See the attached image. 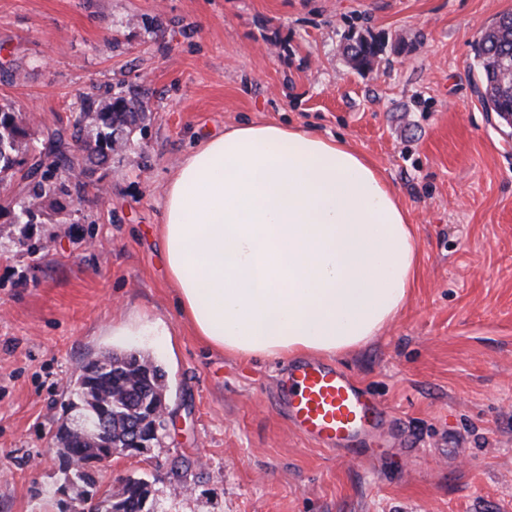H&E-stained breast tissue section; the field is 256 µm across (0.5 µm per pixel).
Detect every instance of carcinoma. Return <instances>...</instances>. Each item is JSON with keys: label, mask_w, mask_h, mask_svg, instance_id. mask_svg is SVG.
Returning a JSON list of instances; mask_svg holds the SVG:
<instances>
[{"label": "carcinoma", "mask_w": 512, "mask_h": 512, "mask_svg": "<svg viewBox=\"0 0 512 512\" xmlns=\"http://www.w3.org/2000/svg\"><path fill=\"white\" fill-rule=\"evenodd\" d=\"M351 67L358 71L371 68L377 46L359 36L346 47ZM474 58L481 82V101L492 112L512 114V13L500 15L483 29L474 44ZM145 116L143 101L136 96H84L79 112L73 116L70 134L73 149L65 147L64 130L56 129L48 137V145L38 163L23 175L26 184V205L13 214L14 222L27 218L30 205L59 207L58 200L70 195L71 188L84 186L72 182L78 168L95 172L113 154L114 126L131 131ZM29 122L8 104H0V182L12 178L20 166L19 154L28 150ZM165 370L153 359L141 354L109 351L89 359L74 382L75 400L69 410L105 414L111 428L105 438H96L63 431V461L77 458L80 470L70 469L71 488L83 499L95 485L92 468L104 459L106 445H120L127 436L132 409L144 400L162 404L165 399ZM148 483L127 479L116 492H109L105 501L116 499L127 505L125 512H138L141 501L148 497Z\"/></svg>", "instance_id": "cac0c4a2"}]
</instances>
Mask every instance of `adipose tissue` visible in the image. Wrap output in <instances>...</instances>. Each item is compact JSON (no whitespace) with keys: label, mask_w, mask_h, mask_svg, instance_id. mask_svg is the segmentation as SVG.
<instances>
[{"label":"adipose tissue","mask_w":512,"mask_h":512,"mask_svg":"<svg viewBox=\"0 0 512 512\" xmlns=\"http://www.w3.org/2000/svg\"><path fill=\"white\" fill-rule=\"evenodd\" d=\"M177 305L210 347L335 356L393 321L420 263L415 228L347 140L243 122L199 143L163 198Z\"/></svg>","instance_id":"1"}]
</instances>
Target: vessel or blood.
<instances>
[{
  "label": "vessel or blood",
  "mask_w": 512,
  "mask_h": 512,
  "mask_svg": "<svg viewBox=\"0 0 512 512\" xmlns=\"http://www.w3.org/2000/svg\"><path fill=\"white\" fill-rule=\"evenodd\" d=\"M277 401L291 428L329 452L383 430L391 411L336 364L301 358L289 363L277 387Z\"/></svg>",
  "instance_id": "vessel-or-blood-1"
}]
</instances>
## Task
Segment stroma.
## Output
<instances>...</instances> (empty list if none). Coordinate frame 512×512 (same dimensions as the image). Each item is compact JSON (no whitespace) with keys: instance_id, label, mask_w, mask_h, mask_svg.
Wrapping results in <instances>:
<instances>
[{"instance_id":"1","label":"stroma","mask_w":512,"mask_h":512,"mask_svg":"<svg viewBox=\"0 0 512 512\" xmlns=\"http://www.w3.org/2000/svg\"><path fill=\"white\" fill-rule=\"evenodd\" d=\"M512 0H0V100L31 143L83 95L137 94L149 119L63 209L0 217V512H91L128 477L145 512H512V129L477 93L473 42ZM380 51L350 68V35ZM242 122L347 139L414 224L420 272L370 343L335 356L392 410L367 456L320 450L275 404L287 359L210 348L160 242L164 187ZM29 234L38 246L18 244ZM166 371L146 453L64 489L63 406L93 354Z\"/></svg>"}]
</instances>
